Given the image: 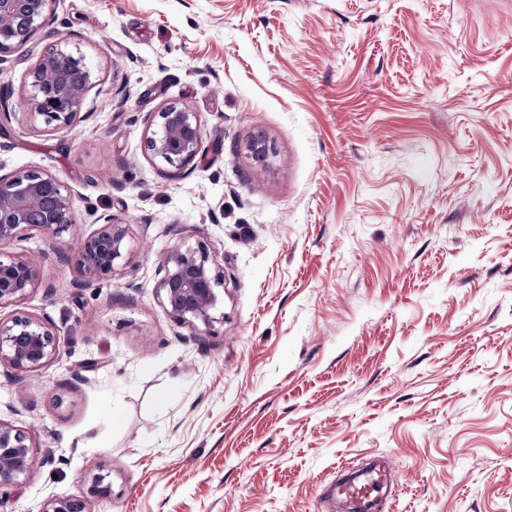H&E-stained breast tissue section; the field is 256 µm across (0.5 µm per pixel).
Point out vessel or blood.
<instances>
[{
    "instance_id": "1",
    "label": "vessel or blood",
    "mask_w": 512,
    "mask_h": 512,
    "mask_svg": "<svg viewBox=\"0 0 512 512\" xmlns=\"http://www.w3.org/2000/svg\"><path fill=\"white\" fill-rule=\"evenodd\" d=\"M391 461L381 459L331 484L319 500L339 503L342 512H381V503L391 492Z\"/></svg>"
}]
</instances>
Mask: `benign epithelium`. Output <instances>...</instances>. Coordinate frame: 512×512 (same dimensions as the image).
Returning <instances> with one entry per match:
<instances>
[{"instance_id": "obj_1", "label": "benign epithelium", "mask_w": 512, "mask_h": 512, "mask_svg": "<svg viewBox=\"0 0 512 512\" xmlns=\"http://www.w3.org/2000/svg\"><path fill=\"white\" fill-rule=\"evenodd\" d=\"M49 0H0V54L33 35L45 20ZM83 64L60 48H52L34 64L31 93L25 100L32 113L52 129H64L75 122L87 93L94 84L93 72L85 68L82 85L64 80V68ZM158 129L146 138L145 147L153 160L180 169L192 162L201 142L197 113L175 104L158 113ZM247 155L258 173L267 171L272 149L262 136L254 137ZM71 196L52 174L22 170L0 175V245L8 244L26 230L57 238L73 227ZM125 229L112 219L90 233L81 243L77 264L82 281L89 285L112 273L123 259ZM44 256L30 254L0 258V306L21 301L40 280ZM164 276L159 284L166 312L175 320L210 328L218 305L217 288L222 274L215 267L207 245L199 243L175 249L162 259ZM59 350V342L47 317L17 312L0 319V365L28 373L41 368ZM35 466L29 437L13 425L0 421V485H9L29 474ZM42 512H87L82 499L51 500Z\"/></svg>"}]
</instances>
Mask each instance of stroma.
I'll use <instances>...</instances> for the list:
<instances>
[{"label":"stroma","mask_w":512,"mask_h":512,"mask_svg":"<svg viewBox=\"0 0 512 512\" xmlns=\"http://www.w3.org/2000/svg\"><path fill=\"white\" fill-rule=\"evenodd\" d=\"M52 47L95 74L62 130L24 103ZM0 98V175L51 173L75 208L60 238L0 246L45 257L0 317L60 342L0 367L36 460L0 512H314L374 457L391 512H512V0H51ZM171 103L202 129L180 169L144 147ZM107 218L125 259L81 287ZM200 242L224 273L208 329L158 293L163 255ZM247 155L251 159L256 173L267 171L271 164L272 149L262 136L254 137L247 146Z\"/></svg>","instance_id":"1"}]
</instances>
